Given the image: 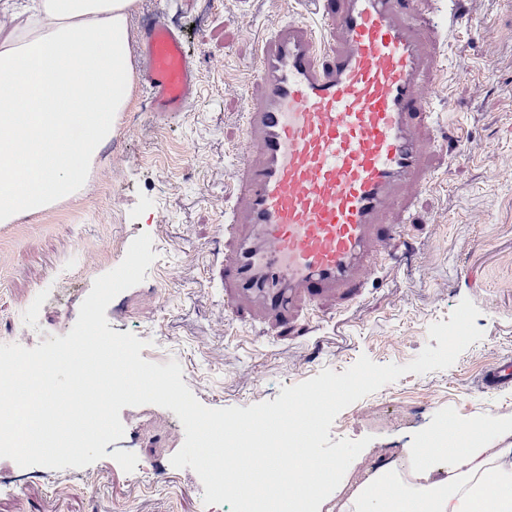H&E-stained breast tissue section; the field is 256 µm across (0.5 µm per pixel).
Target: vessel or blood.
<instances>
[{
  "label": "vessel or blood",
  "mask_w": 512,
  "mask_h": 512,
  "mask_svg": "<svg viewBox=\"0 0 512 512\" xmlns=\"http://www.w3.org/2000/svg\"><path fill=\"white\" fill-rule=\"evenodd\" d=\"M318 2L317 26L292 18L260 45L224 221L225 310L281 329L307 304L358 297L401 247L397 218L424 186L439 120L428 92L444 63L416 0ZM137 54L148 111H189L198 77L161 15L144 21ZM479 383L512 384V362Z\"/></svg>",
  "instance_id": "b4317fda"
}]
</instances>
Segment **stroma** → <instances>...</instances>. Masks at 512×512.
I'll use <instances>...</instances> for the list:
<instances>
[{
  "instance_id": "obj_1",
  "label": "stroma",
  "mask_w": 512,
  "mask_h": 512,
  "mask_svg": "<svg viewBox=\"0 0 512 512\" xmlns=\"http://www.w3.org/2000/svg\"><path fill=\"white\" fill-rule=\"evenodd\" d=\"M460 7L474 32L436 40L446 67L434 82L435 111L463 131V155H429L410 242L386 263L361 298L302 310L291 331L260 335L256 322L225 312V187L232 149L244 139L242 93L256 83L257 42L294 14L314 16L315 0H140L129 21L137 45L143 14L179 29L199 79L190 111L162 119L136 94L112 140L102 146L86 186L36 217L0 223V344L32 348L74 326L96 278L116 268L132 241L149 234L156 259L144 280L108 305L111 330L145 340L143 359L177 361L182 381L204 406L246 408L275 400L360 356L404 365L437 347L428 327L448 320L462 300L478 309L482 338L448 369L410 373L342 410L331 442L368 438L319 512H347L366 464L406 449L427 425L454 418L498 444L512 420V387L484 390L481 370L512 357V0H420L423 15L447 22ZM420 407L419 421L394 419L392 404ZM113 449L134 453L143 476L105 457L84 468L35 467L0 487V512H231L208 505L191 468L172 456L185 440L176 415L147 404Z\"/></svg>"
}]
</instances>
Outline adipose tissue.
Listing matches in <instances>:
<instances>
[{"instance_id":"obj_1","label":"adipose tissue","mask_w":512,"mask_h":512,"mask_svg":"<svg viewBox=\"0 0 512 512\" xmlns=\"http://www.w3.org/2000/svg\"><path fill=\"white\" fill-rule=\"evenodd\" d=\"M138 0H0V223L83 186L131 105L128 21ZM454 448L406 451L408 478L378 474L356 512H512V446L449 424Z\"/></svg>"}]
</instances>
